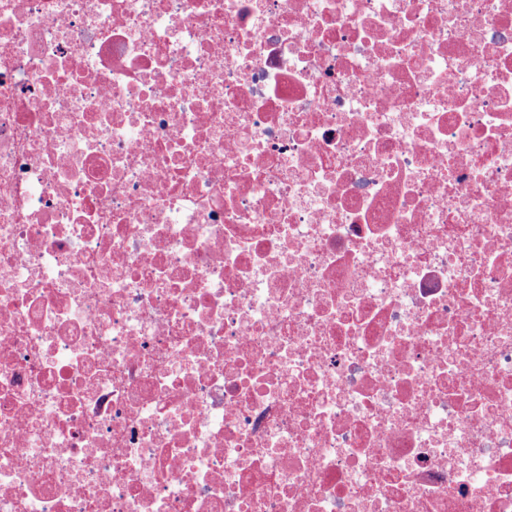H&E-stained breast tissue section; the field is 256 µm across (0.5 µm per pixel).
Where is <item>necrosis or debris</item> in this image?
I'll use <instances>...</instances> for the list:
<instances>
[{
    "instance_id": "1",
    "label": "necrosis or debris",
    "mask_w": 512,
    "mask_h": 512,
    "mask_svg": "<svg viewBox=\"0 0 512 512\" xmlns=\"http://www.w3.org/2000/svg\"><path fill=\"white\" fill-rule=\"evenodd\" d=\"M0 512H512V0H0Z\"/></svg>"
}]
</instances>
